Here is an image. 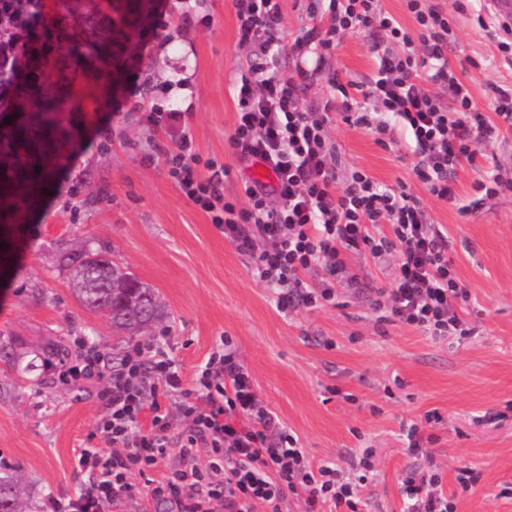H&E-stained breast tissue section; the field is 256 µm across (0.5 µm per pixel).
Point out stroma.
<instances>
[{"label": "stroma", "mask_w": 512, "mask_h": 512, "mask_svg": "<svg viewBox=\"0 0 512 512\" xmlns=\"http://www.w3.org/2000/svg\"><path fill=\"white\" fill-rule=\"evenodd\" d=\"M149 26L158 37L122 71L92 79L68 67L84 103L62 113L72 136L58 151L61 166L12 229L15 273L0 283V343L17 338L23 347L15 364L0 361V466L24 502L44 512L48 498L73 497L82 483L74 455L109 447L96 430L97 384H62L48 364L51 340H62L72 357L80 342L95 345L115 369L134 345L105 314L84 309L69 286L65 257L89 239L156 289L164 319L150 336L162 339L184 383L232 342L259 398L313 464L346 469L372 449L360 512H404L402 482L420 466L405 452L414 423L433 437L427 450L455 512H512V190L482 195L467 167L458 173V204L429 198L403 158L410 133L386 149L370 129L334 118L328 131L342 175L361 170L388 186L406 185L448 232L453 268L470 294L459 314L475 333L438 340L382 320L372 302L392 283V256L348 255L352 285L337 287L331 302L281 312L274 291L253 276L251 257L169 176L159 149L172 146L174 131L149 119L188 110L193 152L231 169L226 199L237 200L254 179V163L240 162L229 145L233 85L249 64L234 2L182 0L152 14ZM458 36L450 61L459 75L480 86L512 84V68L500 66L475 16L461 19ZM332 68L343 84L371 77L369 39L345 36ZM429 412L437 421L426 422ZM466 467L479 475L469 492L457 481Z\"/></svg>", "instance_id": "stroma-1"}]
</instances>
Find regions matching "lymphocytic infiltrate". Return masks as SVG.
Wrapping results in <instances>:
<instances>
[{
    "label": "lymphocytic infiltrate",
    "mask_w": 512,
    "mask_h": 512,
    "mask_svg": "<svg viewBox=\"0 0 512 512\" xmlns=\"http://www.w3.org/2000/svg\"><path fill=\"white\" fill-rule=\"evenodd\" d=\"M327 2L329 26L310 27L286 47L282 0H235L250 68L235 86L237 123L229 143L240 161H263L273 182H244L246 206L226 200L227 166L199 161L179 110L166 116L179 135L175 148L163 150L164 162L183 194L250 255L256 278L278 289L280 310L330 301L345 254H392L393 285L379 292L375 308L439 340L472 335L458 313L469 293L454 272L448 235L405 186L389 187L359 170L339 179L341 161L328 126L331 112L339 111L345 124L369 128L384 147L410 131L412 171L433 199L457 203V175L466 165L478 173V188L493 196L508 184L496 165L479 159L483 147L512 131V88L491 83L478 94L476 83L458 77L449 61L458 43L456 17L471 10L473 0H456L450 11L439 0H406L418 28L414 37L380 0ZM348 34L372 38L377 58L361 98L346 94L338 103L329 98L305 105L303 93L314 80L336 84L332 52ZM284 52L286 65L279 61ZM202 166L207 176H200ZM385 224L390 233L382 232ZM311 271L320 275L314 288L303 280ZM171 397L189 423L177 436L161 404ZM99 398L97 428L113 451L80 449L74 464L83 485L67 501L50 499V512H102L120 495L136 493L135 478L154 469L174 445L182 468L146 489L171 512H288L295 493L302 494L307 512H358L363 481L345 477L332 462L311 464L298 439L262 405L232 344L190 384L153 343L134 345ZM202 454L207 462L201 466ZM439 482L433 462L419 477H408L406 512H453Z\"/></svg>",
    "instance_id": "lymphocytic-infiltrate-1"
}]
</instances>
